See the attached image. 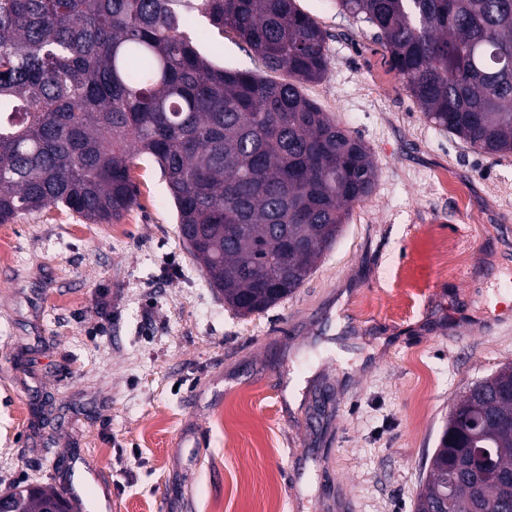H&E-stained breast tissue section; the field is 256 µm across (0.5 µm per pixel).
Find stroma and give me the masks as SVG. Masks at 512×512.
<instances>
[{"label":"stroma","instance_id":"stroma-1","mask_svg":"<svg viewBox=\"0 0 512 512\" xmlns=\"http://www.w3.org/2000/svg\"><path fill=\"white\" fill-rule=\"evenodd\" d=\"M297 4L328 48L303 91L370 150L372 194L303 287L245 318L150 156L118 223L50 206L0 224V492L81 470L83 512L104 488L112 512H413L453 403L512 363V154L427 121L337 0ZM198 49L263 69L230 32Z\"/></svg>","mask_w":512,"mask_h":512}]
</instances>
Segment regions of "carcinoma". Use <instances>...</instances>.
Here are the masks:
<instances>
[{"label": "carcinoma", "instance_id": "1", "mask_svg": "<svg viewBox=\"0 0 512 512\" xmlns=\"http://www.w3.org/2000/svg\"><path fill=\"white\" fill-rule=\"evenodd\" d=\"M338 2L377 29L429 122L478 152L512 153V0ZM185 4L284 78L215 66ZM327 59L326 34L296 0H0V224L50 206L116 221L146 154L224 304L244 317L277 306L374 187L370 150L303 92ZM455 407L481 418L496 477L445 499L448 460L467 457L450 416L414 512H512V363ZM8 494L12 512L60 496Z\"/></svg>", "mask_w": 512, "mask_h": 512}]
</instances>
